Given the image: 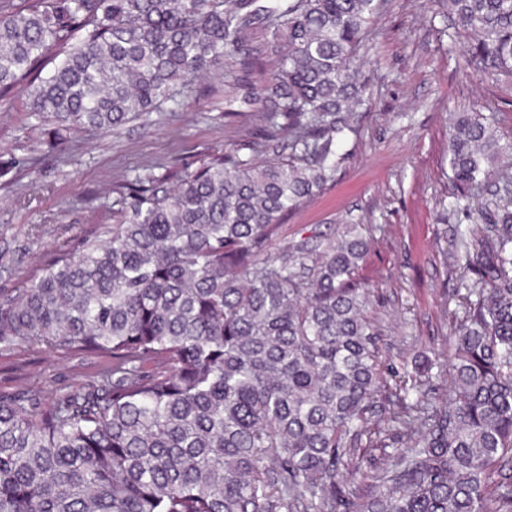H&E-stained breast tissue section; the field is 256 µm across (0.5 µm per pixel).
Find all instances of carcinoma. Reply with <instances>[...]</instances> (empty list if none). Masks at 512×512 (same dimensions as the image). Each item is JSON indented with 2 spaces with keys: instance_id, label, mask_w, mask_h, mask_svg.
I'll return each instance as SVG.
<instances>
[{
  "instance_id": "1",
  "label": "carcinoma",
  "mask_w": 512,
  "mask_h": 512,
  "mask_svg": "<svg viewBox=\"0 0 512 512\" xmlns=\"http://www.w3.org/2000/svg\"><path fill=\"white\" fill-rule=\"evenodd\" d=\"M375 0H0V107L15 89L50 118L116 131L199 94L262 27L279 67L256 137L191 171L112 186V223L44 256L0 300V347L109 362L46 403L0 392V512H512V174L485 223L457 232L471 275L448 361L412 364L389 428L378 326L355 283L369 242L311 236L273 256L296 207L333 177ZM467 66L512 85V0H448ZM57 59L42 76L46 57ZM495 112L448 134L453 206L512 154ZM288 157L259 159L272 142ZM442 403L437 404L435 400ZM392 452H387V449ZM379 454H374V451ZM370 470L345 490L342 470Z\"/></svg>"
}]
</instances>
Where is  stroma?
I'll return each instance as SVG.
<instances>
[{
  "label": "stroma",
  "mask_w": 512,
  "mask_h": 512,
  "mask_svg": "<svg viewBox=\"0 0 512 512\" xmlns=\"http://www.w3.org/2000/svg\"><path fill=\"white\" fill-rule=\"evenodd\" d=\"M454 19L446 0H381L372 45L357 72L373 85V103L353 113L341 140L336 173L293 210L274 250L319 232L340 240L346 225L370 238L357 272L369 286V314L380 326L387 364L453 348L456 306L451 299L463 271L447 255L453 227L477 224L478 214L451 209L448 133L458 113L501 112L499 132L512 137V87L485 82L464 66L461 45L448 35ZM267 35L255 28L224 60V69L199 82L200 95L172 112H155L116 133L76 129L56 147L43 136L45 118L30 112L25 91L0 108V294L13 293L48 251L76 249L90 228L112 214L113 185L195 169L210 148L250 138L258 113L224 116V97L238 86L256 88L259 71L277 58L253 60ZM107 359L20 345L0 351V391L21 385L45 400L78 387Z\"/></svg>",
  "instance_id": "35a3bbf8"
}]
</instances>
